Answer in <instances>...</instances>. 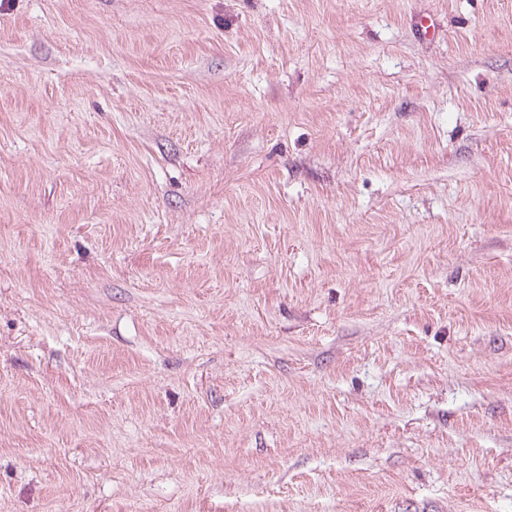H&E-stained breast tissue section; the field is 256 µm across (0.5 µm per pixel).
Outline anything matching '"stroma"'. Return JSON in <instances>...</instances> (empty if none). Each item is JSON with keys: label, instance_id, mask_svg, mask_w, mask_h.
Here are the masks:
<instances>
[{"label": "stroma", "instance_id": "obj_1", "mask_svg": "<svg viewBox=\"0 0 512 512\" xmlns=\"http://www.w3.org/2000/svg\"><path fill=\"white\" fill-rule=\"evenodd\" d=\"M0 512H512V0H0Z\"/></svg>", "mask_w": 512, "mask_h": 512}]
</instances>
